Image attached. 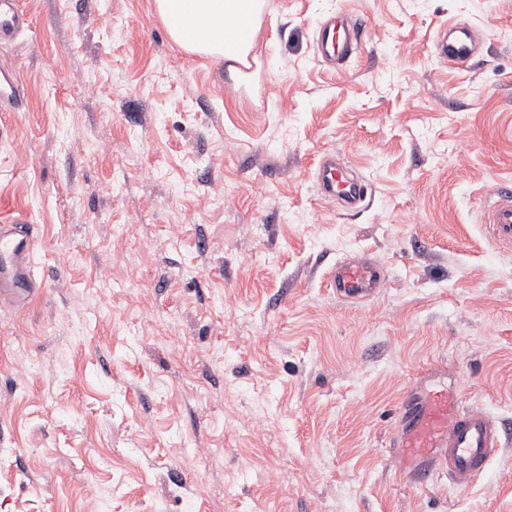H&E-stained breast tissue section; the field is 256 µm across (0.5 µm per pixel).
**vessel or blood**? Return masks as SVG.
I'll list each match as a JSON object with an SVG mask.
<instances>
[{"label": "vessel or blood", "mask_w": 512, "mask_h": 512, "mask_svg": "<svg viewBox=\"0 0 512 512\" xmlns=\"http://www.w3.org/2000/svg\"><path fill=\"white\" fill-rule=\"evenodd\" d=\"M32 25L18 0H0V43L12 40ZM364 25L346 14L326 16L319 22L315 39L318 59L329 66H342L362 45ZM436 56L448 64L463 66L475 57L471 29L464 24L441 26L433 38ZM21 82L15 69L0 68V111L18 110ZM319 194L342 209L360 207L367 199L363 182L351 176L335 154L320 155L316 164ZM482 222L499 244H512V185L497 184L482 208ZM34 237L26 219L0 224V302L27 306L38 285L32 276ZM327 283L346 300H364L381 287L377 264L346 260L329 271ZM440 365L429 366L413 393L402 401L392 463L399 473L424 482L447 475L452 485L468 488L488 473L505 428L484 409L466 404L459 390L438 379Z\"/></svg>", "instance_id": "b4317fda"}]
</instances>
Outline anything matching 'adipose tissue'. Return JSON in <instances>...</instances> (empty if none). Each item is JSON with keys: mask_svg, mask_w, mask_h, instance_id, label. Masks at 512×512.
<instances>
[{"mask_svg": "<svg viewBox=\"0 0 512 512\" xmlns=\"http://www.w3.org/2000/svg\"><path fill=\"white\" fill-rule=\"evenodd\" d=\"M171 40L186 52L217 60L242 61L260 29L263 0H155ZM244 26V39L226 33Z\"/></svg>", "mask_w": 512, "mask_h": 512, "instance_id": "obj_1", "label": "adipose tissue"}]
</instances>
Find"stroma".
Returning a JSON list of instances; mask_svg holds the SVG:
<instances>
[{
    "label": "stroma",
    "mask_w": 512,
    "mask_h": 512,
    "mask_svg": "<svg viewBox=\"0 0 512 512\" xmlns=\"http://www.w3.org/2000/svg\"><path fill=\"white\" fill-rule=\"evenodd\" d=\"M265 2L239 76L155 0H21L0 218L33 224L39 290L0 305V512H512V436L466 491L390 464L432 362L512 425V245L480 220L512 183V0ZM340 11L370 29L335 71ZM452 19L465 69L433 51ZM328 151L360 211L319 195ZM358 258L386 282L345 302L325 277ZM364 25L346 14L326 16L319 22L315 39L318 59L333 68L342 66L362 46ZM433 49L441 61L459 66L468 64L476 55L471 29L457 22H450L436 31Z\"/></svg>",
    "instance_id": "35a3bbf8"
}]
</instances>
